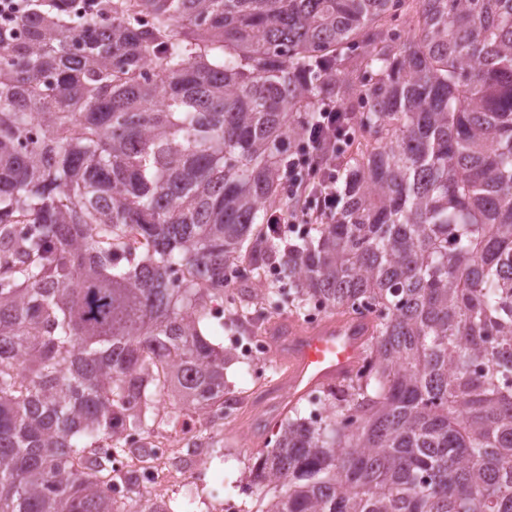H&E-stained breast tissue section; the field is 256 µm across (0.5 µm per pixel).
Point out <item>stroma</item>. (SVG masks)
<instances>
[{
	"label": "stroma",
	"instance_id": "1",
	"mask_svg": "<svg viewBox=\"0 0 512 512\" xmlns=\"http://www.w3.org/2000/svg\"><path fill=\"white\" fill-rule=\"evenodd\" d=\"M298 318V313L285 307L263 315L257 324L246 319L239 305L225 304L224 327L215 332L213 341L230 354L225 381L240 406L224 420H200L196 433L211 453L199 468L172 464V457L183 453L184 448L172 440L171 428L156 429V436L170 441L169 458L163 463L169 482L163 493L175 512H224L228 501L235 503L240 512H256L258 492L249 486L253 455L270 441L277 423L287 416L289 405L280 402L278 391L285 366L270 352L260 358L246 356L243 347L252 336L266 333L274 322Z\"/></svg>",
	"mask_w": 512,
	"mask_h": 512
}]
</instances>
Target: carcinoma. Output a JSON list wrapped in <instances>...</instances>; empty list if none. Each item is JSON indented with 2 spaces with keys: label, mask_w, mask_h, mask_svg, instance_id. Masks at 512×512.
<instances>
[{
  "label": "carcinoma",
  "mask_w": 512,
  "mask_h": 512,
  "mask_svg": "<svg viewBox=\"0 0 512 512\" xmlns=\"http://www.w3.org/2000/svg\"><path fill=\"white\" fill-rule=\"evenodd\" d=\"M406 2L30 0L0 24V512H174L113 452L236 409L201 325L258 294L372 331L257 451L256 512H512V0H415L401 40ZM355 100L346 202L282 254L281 147ZM271 265L288 288L255 292Z\"/></svg>",
  "instance_id": "1"
}]
</instances>
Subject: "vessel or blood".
<instances>
[{"instance_id":"1","label":"vessel or blood","mask_w":512,"mask_h":512,"mask_svg":"<svg viewBox=\"0 0 512 512\" xmlns=\"http://www.w3.org/2000/svg\"><path fill=\"white\" fill-rule=\"evenodd\" d=\"M370 330L369 319L333 316L314 327L279 321L267 336L276 358L288 367V391L297 398L347 378L362 359Z\"/></svg>"}]
</instances>
